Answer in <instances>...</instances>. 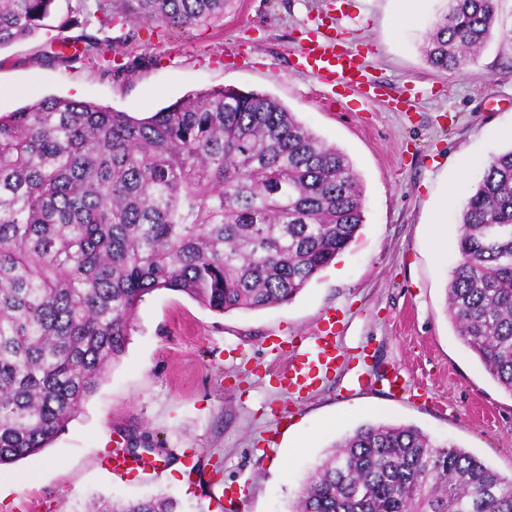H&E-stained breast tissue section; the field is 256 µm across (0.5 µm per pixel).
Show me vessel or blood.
Segmentation results:
<instances>
[{
  "label": "vessel or blood",
  "instance_id": "vessel-or-blood-1",
  "mask_svg": "<svg viewBox=\"0 0 512 512\" xmlns=\"http://www.w3.org/2000/svg\"><path fill=\"white\" fill-rule=\"evenodd\" d=\"M300 71L319 76L322 80L342 85L363 87L367 84L365 67L357 53L346 49L334 41L314 38L302 48ZM340 354L334 334L323 332L316 336L311 351L294 353L281 372L283 386L296 391L311 387L310 363H318L324 369L335 368ZM108 463L114 474L130 475L145 472L152 468L151 460L134 458L120 453H112Z\"/></svg>",
  "mask_w": 512,
  "mask_h": 512
}]
</instances>
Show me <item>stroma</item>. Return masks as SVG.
Masks as SVG:
<instances>
[{"instance_id":"35a3bbf8","label":"stroma","mask_w":512,"mask_h":512,"mask_svg":"<svg viewBox=\"0 0 512 512\" xmlns=\"http://www.w3.org/2000/svg\"><path fill=\"white\" fill-rule=\"evenodd\" d=\"M448 0H237L223 19L171 30L114 22L103 57L52 59L75 0H55L48 28L0 48V114L50 95L139 117L186 94H270L359 175L365 222L352 244L290 303L216 314L161 290L139 305L125 354L42 454L0 469V512H86L95 499L168 498L176 512H290L332 442L368 422L416 426L512 476V395L457 336L445 288L455 242L432 253L435 224L459 171L476 183L512 148V0L504 34L475 63L440 72L420 52ZM323 33L353 47L381 86H330L298 73L296 56ZM121 72H108V60ZM336 321V372L296 399L275 376ZM397 369L403 396L388 389ZM311 436L290 455L297 435ZM116 448H154V470L118 477Z\"/></svg>"}]
</instances>
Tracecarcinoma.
<instances>
[{
	"label": "carcinoma",
	"mask_w": 512,
	"mask_h": 512,
	"mask_svg": "<svg viewBox=\"0 0 512 512\" xmlns=\"http://www.w3.org/2000/svg\"><path fill=\"white\" fill-rule=\"evenodd\" d=\"M54 0H0V47L43 29ZM235 0H77L58 28H186ZM498 0H448L422 52L439 71L476 59ZM107 39L82 35L95 57ZM362 182L275 97L188 94L147 118L44 97L0 115V467L37 456L119 361L145 296L216 314L286 304L355 239ZM446 310L512 395V149L462 206ZM91 512H175L167 498ZM292 512H512L504 477L411 425L364 423L334 442Z\"/></svg>",
	"instance_id": "obj_1"
}]
</instances>
